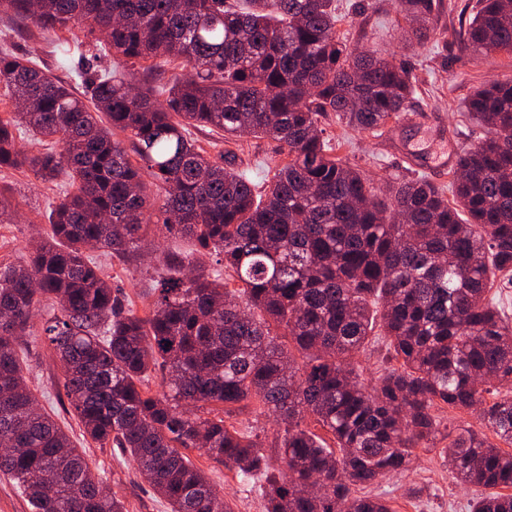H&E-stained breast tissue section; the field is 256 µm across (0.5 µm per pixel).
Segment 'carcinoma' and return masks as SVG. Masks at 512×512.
<instances>
[{
    "label": "carcinoma",
    "mask_w": 512,
    "mask_h": 512,
    "mask_svg": "<svg viewBox=\"0 0 512 512\" xmlns=\"http://www.w3.org/2000/svg\"><path fill=\"white\" fill-rule=\"evenodd\" d=\"M398 6L403 38L421 44L444 0ZM2 16L69 32L54 45L64 58L87 31L126 59L186 70L171 83L156 65L104 69L86 80L88 105L68 81L0 50L12 100L0 173L27 168L74 187L34 250L0 266V472L35 512H126L25 382L15 343L42 308L83 434L129 453L170 512H234L193 450L259 486L264 512H393L358 491L404 473L438 439L460 482L491 490L470 512H512L502 448H512V392L502 390L512 318L491 294L512 286V80L464 99L488 136L459 153L448 188L397 177L378 193L331 154L320 118L380 134L413 103L415 78L350 50L334 0H0ZM448 41L512 55V0H477ZM192 126L267 138L288 160L259 192ZM21 128L35 147L18 146ZM154 211L194 248L165 256L175 276L141 317L85 250L133 256ZM213 253L242 287L204 274L200 257ZM373 339L396 364L368 382L360 356ZM254 402L281 422L268 444L237 427ZM445 409L480 429L441 433ZM267 447L280 461L271 475Z\"/></svg>",
    "instance_id": "1"
}]
</instances>
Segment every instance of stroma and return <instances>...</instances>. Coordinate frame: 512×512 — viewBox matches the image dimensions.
Instances as JSON below:
<instances>
[{
    "label": "stroma",
    "mask_w": 512,
    "mask_h": 512,
    "mask_svg": "<svg viewBox=\"0 0 512 512\" xmlns=\"http://www.w3.org/2000/svg\"><path fill=\"white\" fill-rule=\"evenodd\" d=\"M336 2L344 16L338 35L351 48H366L404 63L418 85L413 107L401 117L398 138L345 129L332 114L323 118L324 135L336 145L339 157L370 177L382 192L394 176L416 177L421 173L419 165L403 155L402 142L416 141L439 151L461 148L484 136L483 128L464 118L463 101L473 87L512 77L511 55L465 52L435 35L423 44L410 46L401 38L405 21L396 0ZM3 46L63 78L75 68L74 62L56 57L40 34L29 33L16 20L0 21ZM223 149L233 168L246 172L257 183L263 182L268 170L281 161L276 144L265 138L244 136L224 142ZM6 181L12 187L17 212L10 223H0V265L21 261L29 244L48 231L47 216L59 192L54 183L26 169L10 172ZM88 255L100 266L104 278L119 290L126 308L144 313L151 301L150 290L165 275L155 243H148L141 255L129 259L112 258L96 248ZM17 350L38 406L54 416L77 447L85 449L93 473L109 494L121 498L128 512H169L129 454L84 438L69 405L60 365L43 336L20 337ZM191 458L217 491L232 501L235 512H263L259 491L244 490L234 471L198 450L192 451ZM378 490L387 496L395 512H469L477 496L475 487L449 475L437 451L424 448L417 449L409 471L383 481Z\"/></svg>",
    "instance_id": "35a3bbf8"
}]
</instances>
